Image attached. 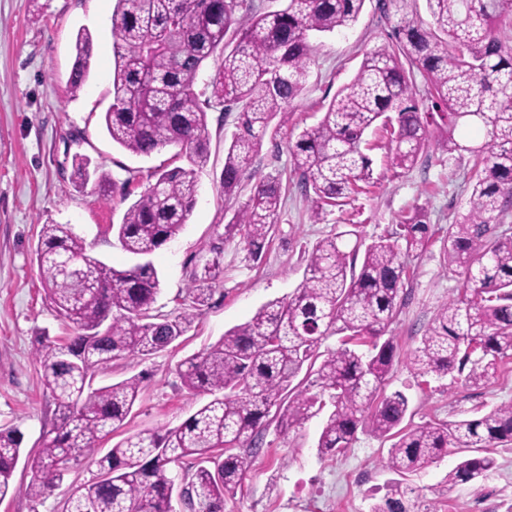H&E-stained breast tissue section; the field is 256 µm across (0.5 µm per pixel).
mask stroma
I'll return each mask as SVG.
<instances>
[{
    "label": "stroma",
    "instance_id": "1",
    "mask_svg": "<svg viewBox=\"0 0 512 512\" xmlns=\"http://www.w3.org/2000/svg\"><path fill=\"white\" fill-rule=\"evenodd\" d=\"M114 5L115 0H0V429L19 427L27 452L37 450L43 432L55 421L34 357L36 339L44 333L58 338L69 334L45 298L34 260L41 226L72 225L107 265L121 269L134 263L112 232L127 202L76 186L73 155L88 156L92 165L126 184L134 199L151 173L188 164L175 147L148 157L133 155L113 144L104 128L103 116L112 103ZM81 28L93 39L91 75L74 96L68 78ZM389 31V23L379 19L376 0H366L352 28L313 36L315 56L306 88L288 109L287 127L264 136L249 170L251 181L272 175L286 185L278 224L255 263H241L236 243L225 245L223 272L212 298L198 310L185 336L153 356H126L95 371L97 387L132 376L140 379L130 415L102 441L100 453L137 432L176 427L204 403V396L189 395L183 388L181 363L246 322L265 302L288 297L303 279L305 250L351 224L359 225L369 241L394 235L403 218L420 206L427 211L431 238L423 252L407 261L404 300L390 327L398 358L386 390L407 396L409 425L471 417L512 402V358L503 360L494 380L480 386L449 377H419L409 367V357L439 306L464 286L463 270L448 266L442 240L449 224L468 210L473 160L466 154L452 163L442 156L435 145L444 127L441 119L430 123L417 164L398 172L388 164L380 130H369L372 186L344 205L326 208L320 220H312L307 202L293 187L297 176L288 138L319 122L364 55L387 43ZM207 119L209 160L198 173L193 214L181 233L151 257L161 280L156 307L164 313L182 310L191 274L208 258L206 245L223 234L236 207L225 200L220 186L236 114L211 107ZM324 420L320 414L285 431L268 419L241 485L224 497V512H369L372 495L390 478L385 467L389 444L361 431L341 454L320 455L316 443ZM492 454L497 466L480 483L449 484L448 473L459 461L454 452L409 476L413 512H464L465 503L490 486L512 496V449L496 448ZM97 474L92 461L72 464L62 485L36 504L23 493L31 474L17 466L14 490L0 500V512H63L69 493Z\"/></svg>",
    "mask_w": 512,
    "mask_h": 512
}]
</instances>
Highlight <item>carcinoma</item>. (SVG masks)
<instances>
[{
    "label": "carcinoma",
    "instance_id": "carcinoma-1",
    "mask_svg": "<svg viewBox=\"0 0 512 512\" xmlns=\"http://www.w3.org/2000/svg\"><path fill=\"white\" fill-rule=\"evenodd\" d=\"M394 20L391 42L366 53L358 73L329 103L319 123L287 141L297 185L312 218L341 206L371 184L365 133L381 129L390 166L414 165L428 141V121L415 102L414 72L427 93L448 109V131L438 150L474 157L467 213L448 225L443 253L463 268L465 288L437 311L410 358L417 374L489 381L512 356V234L498 231L512 209V45L502 37L512 24V0H425L431 21H421L417 0H377ZM365 0H286L263 12L255 0H115L112 106L104 114L112 142L136 156L174 146L191 168L156 176L112 225L122 249L140 258L117 269L95 256L70 224H44L35 250L40 278L56 315L70 328L64 340L42 337L36 361L55 406L56 423L35 453L22 455L23 434L0 431V498L12 489L19 460L31 472L26 495L38 503L60 486L70 464L91 459L119 429L139 393L131 377L92 388L93 372L127 355L150 356L186 335L196 310L208 304L219 257L195 270L189 304L175 316L152 313L161 281L147 257L187 224L197 202L195 169L207 164V112L214 103L238 110L237 131L224 157V199L243 180L273 120L288 124V106L304 91L315 46L311 34L336 33L359 19ZM92 40L78 32L69 77L72 96L89 75ZM224 53L221 69L197 90L206 61ZM460 125L485 133V142L461 144ZM80 184L106 193L117 183L90 160L73 159ZM280 179L255 183L224 225L241 262L257 261L278 220ZM425 210L401 221L395 239L362 242L356 230L318 241L305 252V277L286 299L261 305L246 322L185 362L180 377L192 395L212 399L174 428L144 430L122 439L98 460L99 477L68 512H174L173 492L184 487L197 512H223L224 493L241 484L257 453L269 413L288 429L333 410L321 429L322 455L351 446L357 431L391 441L385 462L399 476L369 512H410L411 489L402 479L428 468L453 448L461 454L448 482L476 483L496 466L490 448L512 446V402L476 417L403 425L408 399L384 394L396 361L386 336L395 322L408 277L406 258L429 236ZM340 346L320 353L329 335ZM311 388L289 393L302 369Z\"/></svg>",
    "mask_w": 512,
    "mask_h": 512
}]
</instances>
